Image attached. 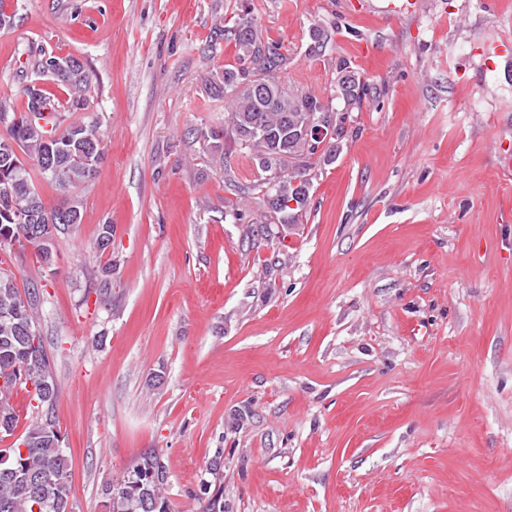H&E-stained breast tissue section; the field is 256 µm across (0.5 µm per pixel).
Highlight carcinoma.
<instances>
[{"label": "carcinoma", "instance_id": "cac0c4a2", "mask_svg": "<svg viewBox=\"0 0 512 512\" xmlns=\"http://www.w3.org/2000/svg\"><path fill=\"white\" fill-rule=\"evenodd\" d=\"M224 35L234 42L236 58L206 79L205 90L224 100V175L237 196L231 210L248 201L250 187L239 182L231 165L235 154L249 158L256 168L257 186L265 189L263 205L272 196L286 202L297 193L311 194L320 162L332 163L336 147L318 152L300 135L307 119L333 106L320 98L299 93L281 80L288 69V52L282 44L262 38L248 4H237L231 25ZM331 42L323 28L313 30L310 53L322 55ZM67 67L53 81L43 86L39 99L33 100L23 87L24 104L14 109L7 133L0 136V235H10L20 247L27 245L41 253L49 265L52 258L43 252L41 237L60 235L66 230L62 208L70 215L83 217V203L71 193L91 183L104 158V147L97 125L83 120L63 124L61 113L81 112L87 108V93L92 72L80 59L67 55ZM336 98L346 106L358 105L369 95V86L351 67L349 61L336 64ZM34 166L49 185L65 196L63 203L49 208L36 192L31 170ZM266 158L281 175L275 184L266 179L258 161ZM307 205L274 211L280 224L293 226ZM30 296L27 306H15L21 294ZM42 289L31 284L19 291L15 277L0 274V377L15 370L25 371L37 384L38 417L24 434L20 444L8 451L10 461L0 467V512H71L68 478L71 460L61 446V431L55 417L58 387L53 378L52 359L43 342L25 338L24 329L34 322L41 304ZM10 389H0V431L11 433L18 417L7 400ZM164 468L155 453H146L120 483L103 490L109 512H150L156 504L168 510L161 495L164 482H154L148 475Z\"/></svg>", "mask_w": 512, "mask_h": 512}]
</instances>
